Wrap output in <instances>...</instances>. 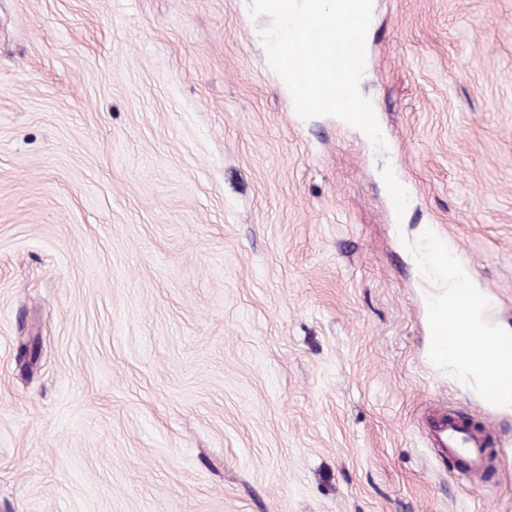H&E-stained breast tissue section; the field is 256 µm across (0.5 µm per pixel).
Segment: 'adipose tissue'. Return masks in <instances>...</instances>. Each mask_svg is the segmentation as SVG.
Listing matches in <instances>:
<instances>
[{
	"mask_svg": "<svg viewBox=\"0 0 512 512\" xmlns=\"http://www.w3.org/2000/svg\"><path fill=\"white\" fill-rule=\"evenodd\" d=\"M470 295L471 321L476 330L471 342L481 348V356L470 357L435 347L431 350V359L463 383L479 390L497 386L500 390L498 409L512 411V355L501 356L498 349L499 343L506 341L508 335L503 329L486 322L484 315L488 301L481 290L471 289Z\"/></svg>",
	"mask_w": 512,
	"mask_h": 512,
	"instance_id": "1",
	"label": "adipose tissue"
}]
</instances>
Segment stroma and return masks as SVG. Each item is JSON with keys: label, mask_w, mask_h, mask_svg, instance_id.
Listing matches in <instances>:
<instances>
[{"label": "stroma", "mask_w": 512, "mask_h": 512, "mask_svg": "<svg viewBox=\"0 0 512 512\" xmlns=\"http://www.w3.org/2000/svg\"><path fill=\"white\" fill-rule=\"evenodd\" d=\"M250 3L0 0V512H512L419 261L512 328V0H373L382 152L298 116ZM433 276L437 280H439L441 286L445 287V288H435L436 293H440V294L436 295L435 298L432 300L431 307H432L434 301H436V299L441 294L447 295V294L454 293L458 289L456 287L460 286L467 278V274L462 268L452 266V265L448 266V270L442 276H438V275H433ZM432 309L434 311L433 307H432ZM428 427L435 445L457 462L459 474L470 476L483 472L488 440L484 426L476 427L473 421L461 416L439 413Z\"/></svg>", "instance_id": "obj_1"}]
</instances>
